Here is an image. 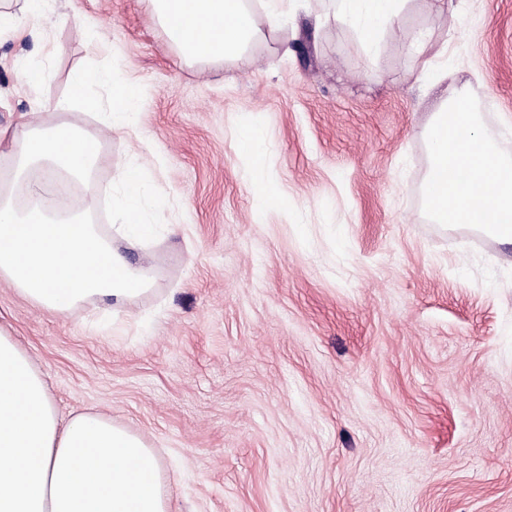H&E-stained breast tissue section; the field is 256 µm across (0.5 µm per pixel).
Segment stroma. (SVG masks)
I'll use <instances>...</instances> for the list:
<instances>
[{"label":"stroma","mask_w":512,"mask_h":512,"mask_svg":"<svg viewBox=\"0 0 512 512\" xmlns=\"http://www.w3.org/2000/svg\"><path fill=\"white\" fill-rule=\"evenodd\" d=\"M331 0L256 12L248 63H189L149 0H57L35 33L0 36V128L33 117L103 130L95 180H150L154 236L122 245L151 290L47 311L0 279V330L64 417L97 413L153 445L169 512H512V245L422 208V131L443 100L424 59L477 90L512 152V0H410L425 54L366 56ZM41 65L46 80L20 87ZM139 87L136 133L111 93L75 104L79 71ZM289 212L254 210L238 133Z\"/></svg>","instance_id":"obj_1"}]
</instances>
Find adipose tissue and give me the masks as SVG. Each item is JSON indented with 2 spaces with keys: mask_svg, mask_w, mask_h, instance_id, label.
<instances>
[{
  "mask_svg": "<svg viewBox=\"0 0 512 512\" xmlns=\"http://www.w3.org/2000/svg\"><path fill=\"white\" fill-rule=\"evenodd\" d=\"M409 0H336V18L356 23L366 54L383 37L424 51L427 34L400 25ZM170 42L185 60L243 59L257 36L245 0H151ZM80 93L107 86L115 102L110 128L135 131L136 83L106 70L78 72ZM102 131L67 121H25L10 134L16 180L0 185V278L19 294L54 313L89 300L135 299L150 287L140 268L126 262L121 243L155 233L142 210L144 168L128 162L115 200L112 233L103 237L86 219V199L95 195L93 170ZM262 127L245 123L238 148L260 208L288 210L258 156ZM0 512H169L152 448L126 428L86 413L61 423L41 375L9 335L0 332Z\"/></svg>",
  "mask_w": 512,
  "mask_h": 512,
  "instance_id": "obj_1",
  "label": "adipose tissue"
}]
</instances>
